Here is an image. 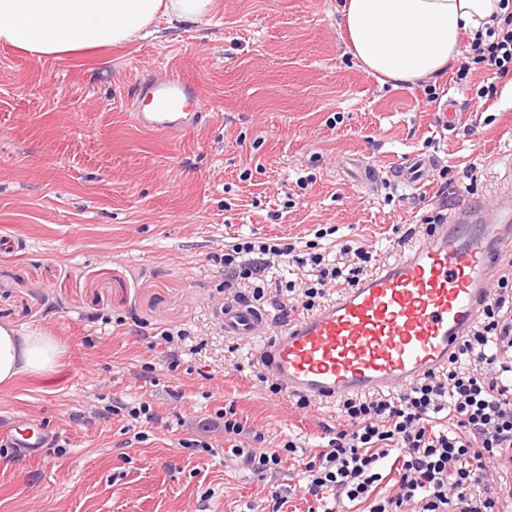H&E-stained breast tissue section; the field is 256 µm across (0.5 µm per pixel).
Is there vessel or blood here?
Wrapping results in <instances>:
<instances>
[{
  "mask_svg": "<svg viewBox=\"0 0 512 512\" xmlns=\"http://www.w3.org/2000/svg\"><path fill=\"white\" fill-rule=\"evenodd\" d=\"M134 92L151 105L131 114L143 132L177 141L203 116L197 85L177 71L139 81ZM437 164L413 156L389 174L416 186ZM511 250L512 188L489 206L460 199L447 223L433 225L318 309L290 316L259 348L261 370L288 397L308 402L403 392L455 360L503 272L502 255ZM214 316L225 336H266L267 315L252 305L227 302ZM0 439L35 458L51 436L39 425L11 423L0 426Z\"/></svg>",
  "mask_w": 512,
  "mask_h": 512,
  "instance_id": "1",
  "label": "vessel or blood"
}]
</instances>
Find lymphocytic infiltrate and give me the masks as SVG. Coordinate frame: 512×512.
I'll list each match as a JSON object with an SVG mask.
<instances>
[{"label":"lymphocytic infiltrate","instance_id":"1","mask_svg":"<svg viewBox=\"0 0 512 512\" xmlns=\"http://www.w3.org/2000/svg\"><path fill=\"white\" fill-rule=\"evenodd\" d=\"M468 62L456 72L465 82L472 64L499 76L512 73V11L497 27L468 43ZM375 250L341 245L339 256H297L292 244L245 238L224 250V288L236 302H265L282 317L320 306L330 287L353 286L367 273ZM305 269L303 287L288 284L291 303L258 285L238 291L240 277L264 271L274 261ZM348 422L305 465L303 492L317 500L333 496L366 504L367 512H500L512 486L487 492L492 467L512 464V278L501 276L482 319L464 340L445 374L424 378L396 396L345 399ZM390 494L379 493L382 482Z\"/></svg>","mask_w":512,"mask_h":512}]
</instances>
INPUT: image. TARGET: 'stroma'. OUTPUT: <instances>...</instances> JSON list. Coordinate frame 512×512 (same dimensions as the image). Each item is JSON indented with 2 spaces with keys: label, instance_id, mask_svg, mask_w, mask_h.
<instances>
[{
  "label": "stroma",
  "instance_id": "1",
  "mask_svg": "<svg viewBox=\"0 0 512 512\" xmlns=\"http://www.w3.org/2000/svg\"><path fill=\"white\" fill-rule=\"evenodd\" d=\"M337 0H214L209 18L63 59L0 46V324L54 336L60 367L0 385V420L54 438L31 459L0 442V512H318L299 489L312 449L342 429L337 404L299 407L259 379V340L225 336L227 245L284 238L305 253L348 242L393 258L438 211L436 187L385 177L367 191L351 156L414 154L447 169L449 201L493 202L512 181V79L456 65L434 84L462 119L442 129L422 85L380 84L345 46ZM157 67L196 81L206 103L182 141L133 125L136 78ZM495 85L485 97L487 85ZM336 227L335 236L317 238ZM184 330L170 357L164 329ZM150 406L153 421L130 411ZM237 445L281 449L257 474L224 462ZM294 442L297 450L285 452Z\"/></svg>",
  "mask_w": 512,
  "mask_h": 512
}]
</instances>
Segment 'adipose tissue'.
I'll return each instance as SVG.
<instances>
[{
  "mask_svg": "<svg viewBox=\"0 0 512 512\" xmlns=\"http://www.w3.org/2000/svg\"><path fill=\"white\" fill-rule=\"evenodd\" d=\"M213 0H0V44L30 57L62 58L123 45L160 17L195 25ZM500 0H340L347 49L378 80L416 83L445 71L474 34L500 14ZM59 343L38 331L0 324V384L55 370Z\"/></svg>",
  "mask_w": 512,
  "mask_h": 512,
  "instance_id": "obj_1",
  "label": "adipose tissue"
}]
</instances>
